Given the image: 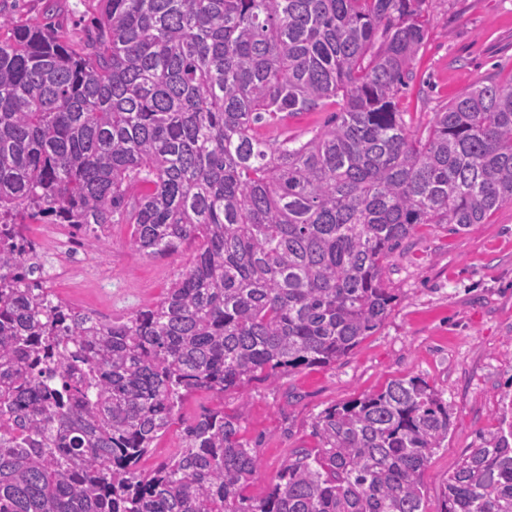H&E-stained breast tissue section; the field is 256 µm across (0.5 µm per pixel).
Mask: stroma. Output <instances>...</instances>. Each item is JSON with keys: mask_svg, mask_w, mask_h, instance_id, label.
I'll list each match as a JSON object with an SVG mask.
<instances>
[{"mask_svg": "<svg viewBox=\"0 0 512 512\" xmlns=\"http://www.w3.org/2000/svg\"><path fill=\"white\" fill-rule=\"evenodd\" d=\"M100 10L99 0H0L9 21L0 39L46 23L77 52ZM428 30L400 94L414 125L486 77L512 81V0H432ZM194 252L190 244L168 258L145 257L131 247L129 226L118 225L107 251L88 247L86 272L51 286L75 307L124 320L160 298ZM385 278L397 296L389 316L335 365L299 368L274 383L254 380L221 397L197 392L184 403L186 419L218 407L240 416L259 455L245 496L264 497L296 449L317 447L314 422L324 409L397 379L427 381L451 417L448 443L423 475L425 512H440L449 472L498 429L500 403L512 396V205L468 231L420 225L389 257Z\"/></svg>", "mask_w": 512, "mask_h": 512, "instance_id": "1", "label": "stroma"}]
</instances>
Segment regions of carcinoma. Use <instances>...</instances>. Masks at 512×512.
I'll return each mask as SVG.
<instances>
[{"label": "carcinoma", "mask_w": 512, "mask_h": 512, "mask_svg": "<svg viewBox=\"0 0 512 512\" xmlns=\"http://www.w3.org/2000/svg\"><path fill=\"white\" fill-rule=\"evenodd\" d=\"M81 55L43 25L0 40V512H425L448 439L425 380L321 412L262 499L258 450L221 408L142 460L188 396L336 363L388 317L385 265L420 224L455 232L512 204V82L487 78L421 130L398 94L432 0H100ZM301 141H267L300 112ZM101 249L116 224L158 258L195 254L115 323L21 288L25 218ZM508 429L483 437L441 512H512ZM336 110V106L328 109L327 112H305L291 119L288 123V136L300 140L308 139L312 130L322 126L328 115ZM181 444V425L176 423L155 443L150 453L142 460L143 469L150 470L164 461Z\"/></svg>", "instance_id": "obj_1"}]
</instances>
